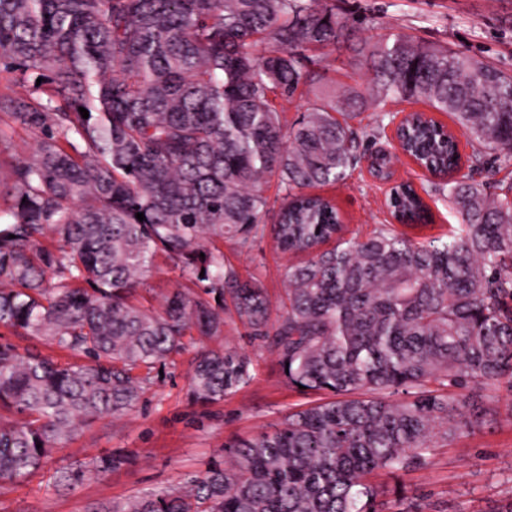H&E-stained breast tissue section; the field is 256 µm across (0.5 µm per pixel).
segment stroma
Masks as SVG:
<instances>
[{
    "mask_svg": "<svg viewBox=\"0 0 512 512\" xmlns=\"http://www.w3.org/2000/svg\"><path fill=\"white\" fill-rule=\"evenodd\" d=\"M339 17L358 37L378 40L393 33L447 46L487 60L512 74V0H333ZM389 185L359 166L345 182L320 187L336 205L347 236L368 237L391 216L386 206ZM431 222L409 229L418 241L448 236L458 222L445 194L425 197ZM220 248L242 276L256 278L271 299L284 289L287 262L272 235L239 250L224 240ZM181 271L164 260L146 285L132 294L134 303L159 307L164 295L185 286ZM185 348L167 363L162 375L125 416L85 427L55 450L46 465L25 483L0 488V512H111L113 503L161 488L177 486L191 473L223 459L224 444L271 430L307 396L289 387L275 357L252 340L239 321L226 322L224 334L207 339L191 335ZM230 346L253 362L252 382L224 400L192 401L188 378L194 358L203 350ZM473 400L494 403L499 413L474 434L436 448L428 465L404 477L407 494L420 512H500L512 500V395L488 388ZM123 452L129 461L104 478L86 479L63 489L52 476L62 467L95 456Z\"/></svg>",
    "mask_w": 512,
    "mask_h": 512,
    "instance_id": "35a3bbf8",
    "label": "stroma"
}]
</instances>
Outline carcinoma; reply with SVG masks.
<instances>
[{
	"instance_id": "obj_1",
	"label": "carcinoma",
	"mask_w": 512,
	"mask_h": 512,
	"mask_svg": "<svg viewBox=\"0 0 512 512\" xmlns=\"http://www.w3.org/2000/svg\"><path fill=\"white\" fill-rule=\"evenodd\" d=\"M348 41L374 101H421L472 145L463 157L434 118L406 122L404 155L459 216L446 240L393 224L346 239L335 205L309 193L372 155L352 124L365 98L327 85L325 50ZM0 65L23 88L0 99V153L18 125L37 143L0 206V326L70 356L0 346V487L133 410L187 332L222 336L228 317L288 385L322 398L112 512H378L388 481L405 502L400 476L497 415L466 390L512 393V182L489 180L512 162V75L494 63L404 33L357 39L331 0H0ZM305 91L311 107L288 122L282 103ZM462 162L471 174L457 180ZM388 205L403 226L431 218L409 181ZM267 230L282 253L307 255L285 267L276 305L214 246L248 250ZM159 254L189 286L155 310L131 294ZM251 364L206 350L189 395L220 401L250 383ZM123 461L94 457L55 481L74 487Z\"/></svg>"
}]
</instances>
